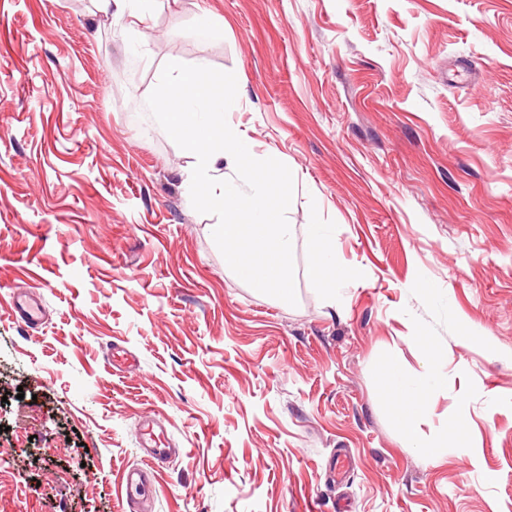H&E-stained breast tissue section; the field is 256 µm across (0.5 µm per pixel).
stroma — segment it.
Instances as JSON below:
<instances>
[{
	"instance_id": "stroma-1",
	"label": "stroma",
	"mask_w": 512,
	"mask_h": 512,
	"mask_svg": "<svg viewBox=\"0 0 512 512\" xmlns=\"http://www.w3.org/2000/svg\"><path fill=\"white\" fill-rule=\"evenodd\" d=\"M201 59L293 174L296 305L229 268L148 118L163 66ZM28 297L38 322L11 315ZM428 349L442 389L396 422L383 365L422 375ZM147 421L176 452L131 507ZM342 504L512 512V0H152L136 25L0 0V512ZM307 229L314 247L312 253L313 274L328 287L327 290H334L336 284L346 278L332 247L335 225L313 222L308 224Z\"/></svg>"
}]
</instances>
